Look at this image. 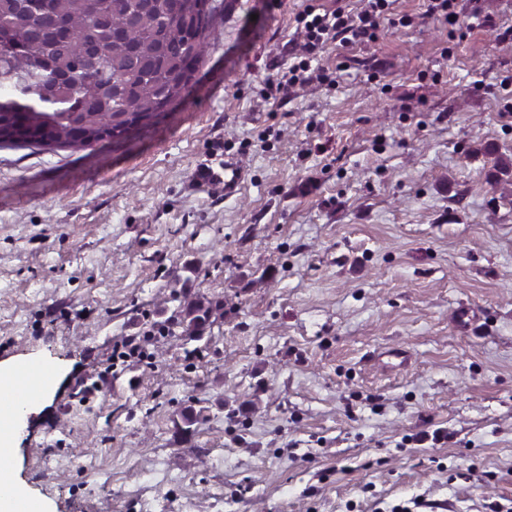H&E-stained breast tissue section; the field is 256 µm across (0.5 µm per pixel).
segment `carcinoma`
<instances>
[{"instance_id": "1", "label": "carcinoma", "mask_w": 512, "mask_h": 512, "mask_svg": "<svg viewBox=\"0 0 512 512\" xmlns=\"http://www.w3.org/2000/svg\"><path fill=\"white\" fill-rule=\"evenodd\" d=\"M224 0H0V147L80 150L146 126L181 99ZM189 303L199 331L211 315Z\"/></svg>"}]
</instances>
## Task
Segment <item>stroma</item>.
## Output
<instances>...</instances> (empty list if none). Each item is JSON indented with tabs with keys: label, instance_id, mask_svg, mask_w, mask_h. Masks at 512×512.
<instances>
[{
	"label": "stroma",
	"instance_id": "1",
	"mask_svg": "<svg viewBox=\"0 0 512 512\" xmlns=\"http://www.w3.org/2000/svg\"><path fill=\"white\" fill-rule=\"evenodd\" d=\"M305 4L238 0L148 127L0 148V368H50L0 463L45 512H512V0L463 37L395 0L267 97ZM199 181L201 183H210L211 181H220L224 183V192L229 194L234 192L240 185L242 174L240 170L227 161L224 162V179L220 174L213 170H204L199 174ZM211 312V307L206 306L203 301H193L187 305L184 311L183 322L187 323L191 332H198L209 319ZM146 340L143 339L141 342L135 340H128L123 342L121 345L113 350L114 361L127 362V361H143L148 358L145 347ZM116 362H114L116 364Z\"/></svg>",
	"mask_w": 512,
	"mask_h": 512
}]
</instances>
